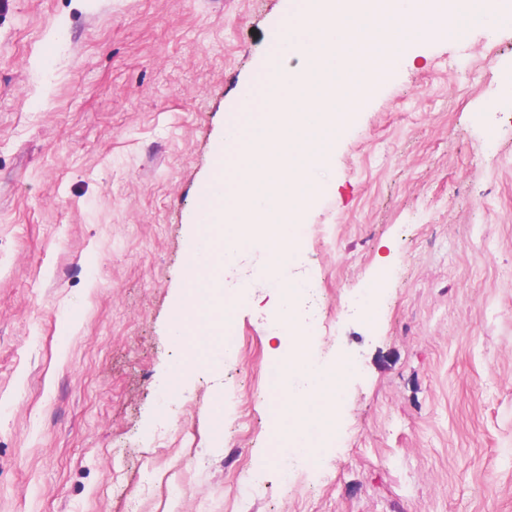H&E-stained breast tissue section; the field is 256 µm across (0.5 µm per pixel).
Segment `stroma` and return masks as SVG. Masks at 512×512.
<instances>
[{"instance_id":"obj_1","label":"stroma","mask_w":512,"mask_h":512,"mask_svg":"<svg viewBox=\"0 0 512 512\" xmlns=\"http://www.w3.org/2000/svg\"><path fill=\"white\" fill-rule=\"evenodd\" d=\"M285 7L0 0V512H512V24L420 39L316 176L295 315L353 364L322 449L268 461L274 290L170 387L192 221Z\"/></svg>"}]
</instances>
